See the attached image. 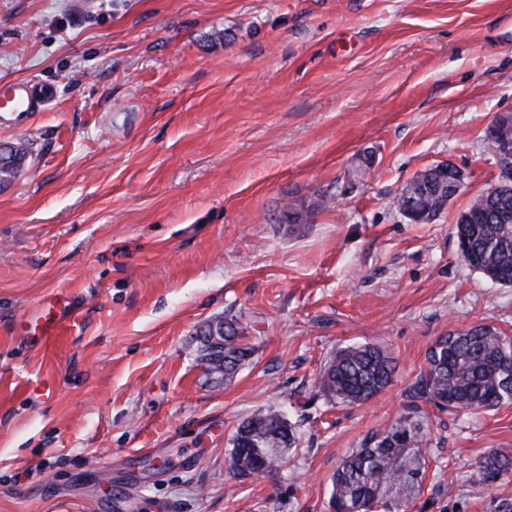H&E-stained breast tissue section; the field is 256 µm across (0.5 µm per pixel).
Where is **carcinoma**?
<instances>
[{
	"instance_id": "carcinoma-1",
	"label": "carcinoma",
	"mask_w": 512,
	"mask_h": 512,
	"mask_svg": "<svg viewBox=\"0 0 512 512\" xmlns=\"http://www.w3.org/2000/svg\"><path fill=\"white\" fill-rule=\"evenodd\" d=\"M28 151L0 164V182L16 176ZM467 252L459 258L502 286L512 287V192L481 193L472 198L454 228ZM220 342L198 339L201 360L209 374L230 379L252 356L242 326L224 321ZM394 357L381 346L347 347L318 378L329 403L362 404L392 381ZM512 381V340L489 324L454 330L439 337L426 357V369L412 386V396L441 411H472L509 403ZM296 442L295 427L285 414L260 409L244 422L224 456L226 472L244 480L278 470ZM425 435L418 424L398 422L376 433L342 461L332 478L330 507L334 512H404L425 474L421 448ZM512 471V457L494 453L481 460L471 480L491 485Z\"/></svg>"
}]
</instances>
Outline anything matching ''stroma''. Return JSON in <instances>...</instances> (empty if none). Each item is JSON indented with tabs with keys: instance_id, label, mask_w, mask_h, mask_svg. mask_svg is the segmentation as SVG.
Wrapping results in <instances>:
<instances>
[{
	"instance_id": "1",
	"label": "stroma",
	"mask_w": 512,
	"mask_h": 512,
	"mask_svg": "<svg viewBox=\"0 0 512 512\" xmlns=\"http://www.w3.org/2000/svg\"><path fill=\"white\" fill-rule=\"evenodd\" d=\"M54 94L0 184V512H329L347 454L420 423L429 467L407 512H504L512 404L441 411L411 388L452 329L512 337V287L460 260L453 227L498 180L484 142L512 110V0H0V88ZM464 185L434 221L397 209L423 167ZM314 203L288 224L289 202ZM63 331L28 336L44 300ZM254 350L213 384L196 332ZM395 359L364 404L316 384L337 351ZM55 386L51 397L37 384ZM285 411V464L224 470L238 426ZM511 471L512 457L494 453L478 463L471 474V480L474 483L489 486Z\"/></svg>"
}]
</instances>
